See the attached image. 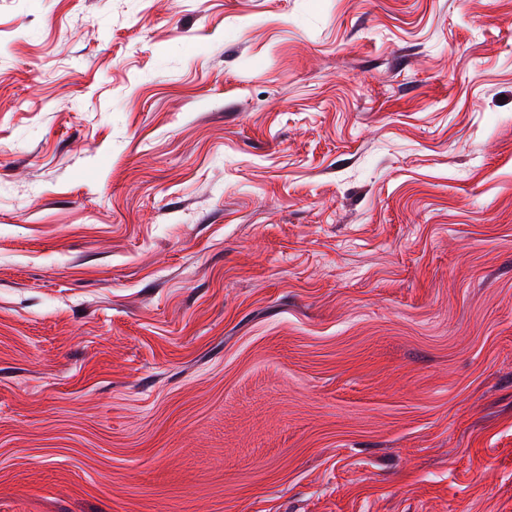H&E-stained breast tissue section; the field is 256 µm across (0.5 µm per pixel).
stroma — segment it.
Listing matches in <instances>:
<instances>
[{
    "mask_svg": "<svg viewBox=\"0 0 512 512\" xmlns=\"http://www.w3.org/2000/svg\"><path fill=\"white\" fill-rule=\"evenodd\" d=\"M0 512H512V0H0Z\"/></svg>",
    "mask_w": 512,
    "mask_h": 512,
    "instance_id": "1",
    "label": "stroma"
}]
</instances>
